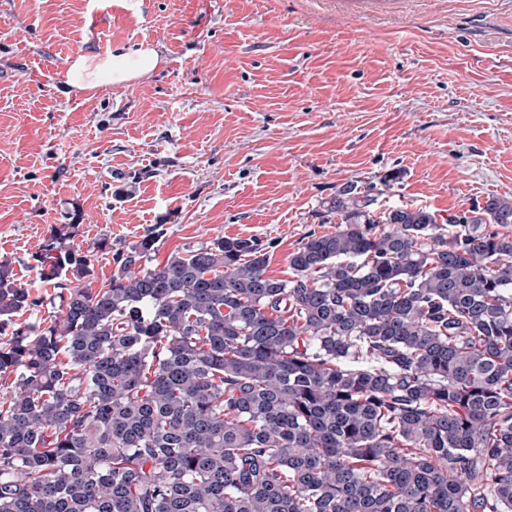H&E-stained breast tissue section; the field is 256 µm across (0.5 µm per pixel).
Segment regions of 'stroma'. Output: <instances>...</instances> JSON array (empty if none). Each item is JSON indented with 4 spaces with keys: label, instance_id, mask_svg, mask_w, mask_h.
Returning <instances> with one entry per match:
<instances>
[{
    "label": "stroma",
    "instance_id": "stroma-1",
    "mask_svg": "<svg viewBox=\"0 0 512 512\" xmlns=\"http://www.w3.org/2000/svg\"><path fill=\"white\" fill-rule=\"evenodd\" d=\"M141 42L164 62L69 94L67 61ZM440 217L512 199V0H0V261L61 224L157 261L271 243L268 275L335 231L339 188Z\"/></svg>",
    "mask_w": 512,
    "mask_h": 512
}]
</instances>
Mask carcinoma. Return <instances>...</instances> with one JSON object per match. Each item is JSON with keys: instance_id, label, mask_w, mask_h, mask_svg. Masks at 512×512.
<instances>
[{"instance_id": "carcinoma-1", "label": "carcinoma", "mask_w": 512, "mask_h": 512, "mask_svg": "<svg viewBox=\"0 0 512 512\" xmlns=\"http://www.w3.org/2000/svg\"><path fill=\"white\" fill-rule=\"evenodd\" d=\"M266 273L218 237L152 263L163 225L32 255L60 313L0 261V512H512V200L373 217ZM497 224L503 230H487Z\"/></svg>"}]
</instances>
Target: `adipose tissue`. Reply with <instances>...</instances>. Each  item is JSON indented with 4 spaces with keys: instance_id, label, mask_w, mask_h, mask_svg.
<instances>
[{
    "instance_id": "1",
    "label": "adipose tissue",
    "mask_w": 512,
    "mask_h": 512,
    "mask_svg": "<svg viewBox=\"0 0 512 512\" xmlns=\"http://www.w3.org/2000/svg\"><path fill=\"white\" fill-rule=\"evenodd\" d=\"M157 48L143 42L105 56L76 55L68 61L67 84L83 92L105 84H128L151 74L161 64Z\"/></svg>"
}]
</instances>
